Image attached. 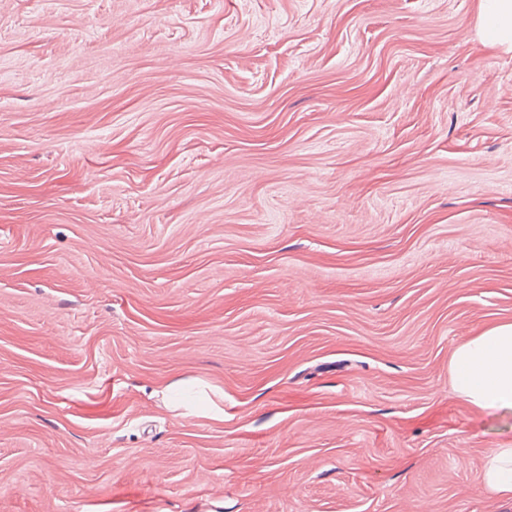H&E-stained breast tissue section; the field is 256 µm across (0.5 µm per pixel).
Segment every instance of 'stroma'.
Returning a JSON list of instances; mask_svg holds the SVG:
<instances>
[{
    "mask_svg": "<svg viewBox=\"0 0 512 512\" xmlns=\"http://www.w3.org/2000/svg\"><path fill=\"white\" fill-rule=\"evenodd\" d=\"M479 13L0 0V512H512L448 371L512 322Z\"/></svg>",
    "mask_w": 512,
    "mask_h": 512,
    "instance_id": "1",
    "label": "stroma"
}]
</instances>
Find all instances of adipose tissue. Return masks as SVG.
<instances>
[{
	"instance_id": "ef3b65f1",
	"label": "adipose tissue",
	"mask_w": 512,
	"mask_h": 512,
	"mask_svg": "<svg viewBox=\"0 0 512 512\" xmlns=\"http://www.w3.org/2000/svg\"><path fill=\"white\" fill-rule=\"evenodd\" d=\"M481 38L512 50V0H481ZM449 373L456 395L479 408L512 409V322L496 325L460 344ZM490 494L512 499V447L495 449L482 472Z\"/></svg>"
}]
</instances>
